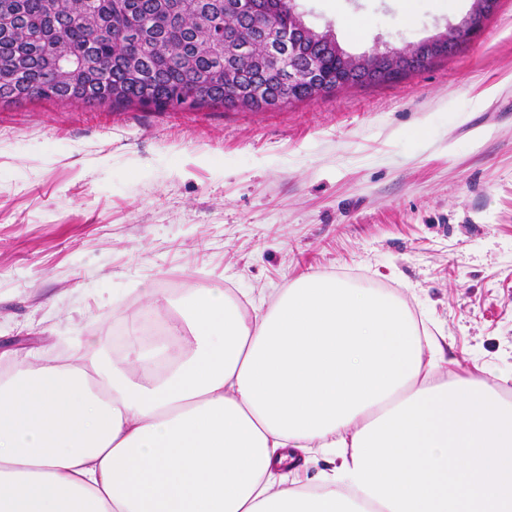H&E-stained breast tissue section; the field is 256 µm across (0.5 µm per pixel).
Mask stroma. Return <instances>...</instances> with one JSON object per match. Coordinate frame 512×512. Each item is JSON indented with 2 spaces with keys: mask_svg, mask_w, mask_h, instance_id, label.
Wrapping results in <instances>:
<instances>
[{
  "mask_svg": "<svg viewBox=\"0 0 512 512\" xmlns=\"http://www.w3.org/2000/svg\"><path fill=\"white\" fill-rule=\"evenodd\" d=\"M473 0H296L350 55L457 24ZM309 273L394 292L449 374L512 395V0L393 82L262 112L0 106V347L118 354L147 288L254 299Z\"/></svg>",
  "mask_w": 512,
  "mask_h": 512,
  "instance_id": "stroma-1",
  "label": "stroma"
}]
</instances>
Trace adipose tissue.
I'll use <instances>...</instances> for the list:
<instances>
[{
	"label": "adipose tissue",
	"mask_w": 512,
	"mask_h": 512,
	"mask_svg": "<svg viewBox=\"0 0 512 512\" xmlns=\"http://www.w3.org/2000/svg\"><path fill=\"white\" fill-rule=\"evenodd\" d=\"M123 356L0 350V512H512V400L392 293L217 283ZM331 467L299 479L312 453Z\"/></svg>",
	"instance_id": "ef3b65f1"
}]
</instances>
